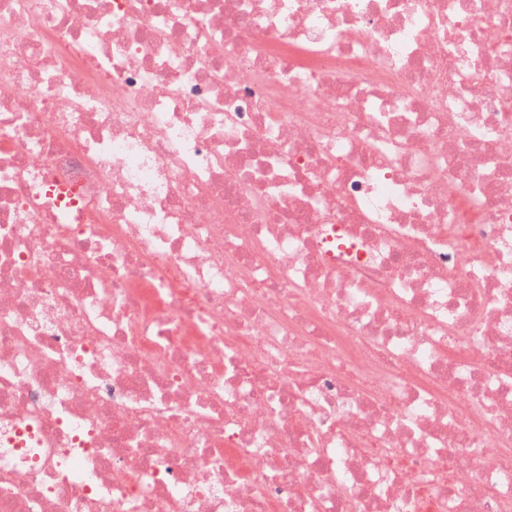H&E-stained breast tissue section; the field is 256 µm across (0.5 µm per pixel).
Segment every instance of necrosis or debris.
Instances as JSON below:
<instances>
[{"label": "necrosis or debris", "mask_w": 512, "mask_h": 512, "mask_svg": "<svg viewBox=\"0 0 512 512\" xmlns=\"http://www.w3.org/2000/svg\"><path fill=\"white\" fill-rule=\"evenodd\" d=\"M0 512H512V0H0Z\"/></svg>", "instance_id": "obj_1"}]
</instances>
